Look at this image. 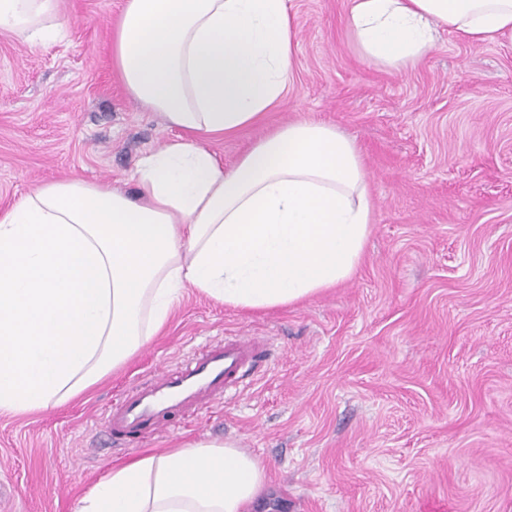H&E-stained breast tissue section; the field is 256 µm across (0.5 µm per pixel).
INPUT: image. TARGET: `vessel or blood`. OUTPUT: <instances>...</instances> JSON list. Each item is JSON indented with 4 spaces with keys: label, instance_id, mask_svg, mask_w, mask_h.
Instances as JSON below:
<instances>
[{
    "label": "vessel or blood",
    "instance_id": "b4317fda",
    "mask_svg": "<svg viewBox=\"0 0 512 512\" xmlns=\"http://www.w3.org/2000/svg\"><path fill=\"white\" fill-rule=\"evenodd\" d=\"M262 341L245 336L211 342L185 366L159 370L148 386L127 394L112 407L105 423L116 441L160 431L174 414L194 413L223 404L244 384L249 370L264 358Z\"/></svg>",
    "mask_w": 512,
    "mask_h": 512
}]
</instances>
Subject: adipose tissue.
Segmentation results:
<instances>
[{"label":"adipose tissue","instance_id":"1","mask_svg":"<svg viewBox=\"0 0 512 512\" xmlns=\"http://www.w3.org/2000/svg\"><path fill=\"white\" fill-rule=\"evenodd\" d=\"M64 26L61 0H0V34L38 46ZM441 29L512 39V0H351L346 19L356 53L396 71ZM296 47L287 0H125L112 67L178 136L140 159L135 193L64 179L0 212L1 415L56 408L122 367L187 289L267 311L355 276L373 205L354 140L295 120L229 167L205 146L264 122ZM266 486L236 441H187L114 462L76 512H245Z\"/></svg>","mask_w":512,"mask_h":512}]
</instances>
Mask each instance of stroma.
Masks as SVG:
<instances>
[{
    "label": "stroma",
    "instance_id": "1",
    "mask_svg": "<svg viewBox=\"0 0 512 512\" xmlns=\"http://www.w3.org/2000/svg\"><path fill=\"white\" fill-rule=\"evenodd\" d=\"M124 0H64L61 42L0 35V211L35 186L127 187L174 138L112 70ZM350 0H293L294 86L263 125L208 148L234 164L296 119L358 143L374 222L355 277L302 304L251 312L196 292L168 329L89 393L0 415V512H75L113 461L104 414L163 366L227 336L268 344L223 405L150 447L230 438L258 456L252 512H512V41L439 31L416 68L361 60Z\"/></svg>",
    "mask_w": 512,
    "mask_h": 512
}]
</instances>
